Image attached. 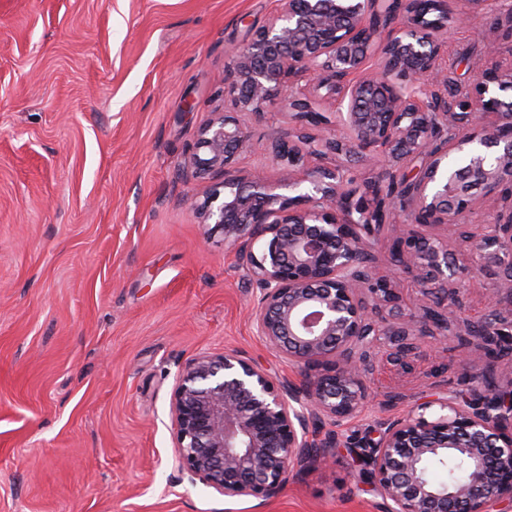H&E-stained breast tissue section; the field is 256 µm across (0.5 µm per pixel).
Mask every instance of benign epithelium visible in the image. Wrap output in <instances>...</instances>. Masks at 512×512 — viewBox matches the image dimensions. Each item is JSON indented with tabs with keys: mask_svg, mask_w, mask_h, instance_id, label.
Wrapping results in <instances>:
<instances>
[{
	"mask_svg": "<svg viewBox=\"0 0 512 512\" xmlns=\"http://www.w3.org/2000/svg\"><path fill=\"white\" fill-rule=\"evenodd\" d=\"M282 10L253 29L226 65L232 108L214 112L182 168L219 178L200 203L208 227L235 250L261 290L252 309L266 343L305 372L300 385L276 381L235 351L202 354L183 367L171 396L175 451L189 480L225 497L268 498L311 463L340 447L331 431L309 433L322 417L358 413L369 397L368 349L382 336L448 331L457 321V285L489 264L512 293V69H485L460 111L434 91L443 34L465 21L449 0H282ZM381 65L366 67L373 47ZM308 73L324 98L293 92ZM286 108L299 128L271 143L287 176L271 183L241 173L249 145L236 117ZM336 127L339 134L322 131ZM332 154L331 167L307 158ZM397 167L360 187L346 184V159ZM420 159L415 174L407 164ZM500 201L484 224L466 230L473 263L451 257L448 241L387 230L397 208L417 224L455 227L461 217ZM400 257L422 285L448 289L435 310L401 306L399 274L375 273L379 250ZM461 352L463 383L475 399L440 404L429 419L411 414L386 424L361 448H349L359 482L393 503L392 512H512V385L478 367L512 351V312L488 301L487 317ZM462 460L463 479L432 483L430 463Z\"/></svg>",
	"mask_w": 512,
	"mask_h": 512,
	"instance_id": "obj_1",
	"label": "benign epithelium"
}]
</instances>
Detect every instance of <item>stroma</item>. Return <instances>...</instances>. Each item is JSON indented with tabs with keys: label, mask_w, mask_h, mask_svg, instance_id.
I'll return each instance as SVG.
<instances>
[{
	"label": "stroma",
	"mask_w": 512,
	"mask_h": 512,
	"mask_svg": "<svg viewBox=\"0 0 512 512\" xmlns=\"http://www.w3.org/2000/svg\"><path fill=\"white\" fill-rule=\"evenodd\" d=\"M281 0H0V512H389L347 453L308 466L276 495L223 496L190 483L176 457L171 394L188 359L237 351L274 379L299 367L260 336L259 296L182 173L200 125L230 106L224 70ZM467 24L439 61L457 93L484 68H512V0H451ZM498 20L499 51L478 34ZM239 166L277 181L267 151L285 110L241 117ZM494 276L457 297L477 319ZM464 339L416 337L407 367L372 347V396L323 419L357 447L384 423L457 396Z\"/></svg>",
	"instance_id": "stroma-1"
}]
</instances>
